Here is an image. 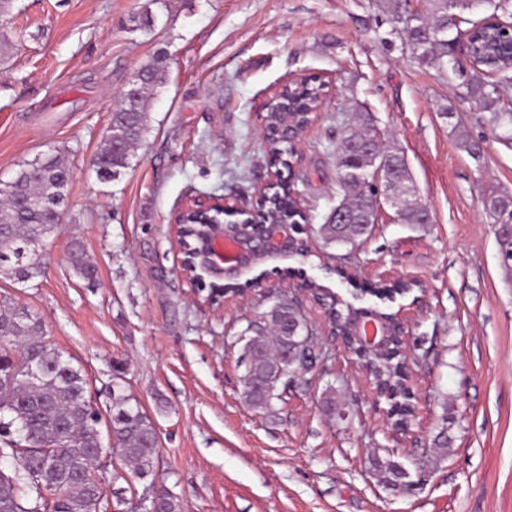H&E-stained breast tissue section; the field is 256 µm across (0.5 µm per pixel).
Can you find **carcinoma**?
<instances>
[{
  "instance_id": "obj_1",
  "label": "carcinoma",
  "mask_w": 512,
  "mask_h": 512,
  "mask_svg": "<svg viewBox=\"0 0 512 512\" xmlns=\"http://www.w3.org/2000/svg\"><path fill=\"white\" fill-rule=\"evenodd\" d=\"M486 0H428V18L411 14L405 18L406 43L419 60L442 70L450 67L463 78L467 94L490 110L488 122L511 124L512 113L495 108L498 86L512 82V58L505 52L509 39L503 27L489 26L487 17H472ZM465 45L475 62L464 69L456 59ZM136 104L120 105L112 113L104 137V149L93 159L97 175L116 180L130 168L135 149L149 130L151 99L167 81L166 59L155 56L146 63ZM323 88L318 81L293 86V107L302 112L318 102ZM271 130L269 153L272 162L287 168L292 147L277 134L282 115L272 106L266 112ZM456 142L462 151L478 161L483 155L482 139L473 137L462 123L455 124ZM41 166L30 170L23 165L15 177L0 186V275L19 283L42 274V261L32 252L37 241H47L57 230L60 214L67 206L72 169L65 153L56 151L40 157ZM384 166L379 186L365 181ZM339 206L346 211L343 224L325 223L310 228L326 245L354 244L368 236L377 219V197L388 199L404 224H422L426 208L417 199L404 153L387 145L366 111L358 124L342 131L336 144ZM483 212L494 224L512 218L506 204L512 193L491 189L484 193ZM271 220L296 221L301 213L289 208L283 197L270 200L265 208ZM498 263L512 278V236L495 235ZM68 264L80 278H87L95 266L76 245ZM312 300L325 308V318L341 328L350 312L336 303L332 293L316 283L308 284ZM268 307L240 331L245 347L238 366L243 368L242 397L252 409L276 414V402L283 401L288 376L298 379L311 372L321 360L315 350L317 330L302 305L293 299L268 296ZM399 346L393 345L381 357L365 358L367 378L376 387H400L408 380ZM81 369L64 358L47 338L40 319L28 309L7 302L0 304V416L20 425L24 435L11 438L0 447V457L14 460L11 473L0 471V512H103L104 494L94 476L93 460L99 451V417L87 397ZM110 431L115 440L112 453L143 479L152 474L158 437L153 421L122 389L112 395ZM448 427L432 440V458L448 454ZM373 466L392 490L413 487L412 473L389 458H373ZM182 512L178 497L165 485L151 483L143 497L129 503L127 512Z\"/></svg>"
}]
</instances>
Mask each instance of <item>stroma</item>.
Here are the masks:
<instances>
[{"label": "stroma", "instance_id": "35a3bbf8", "mask_svg": "<svg viewBox=\"0 0 512 512\" xmlns=\"http://www.w3.org/2000/svg\"><path fill=\"white\" fill-rule=\"evenodd\" d=\"M146 2L11 0L0 13V44L11 45L0 55V182L57 149L72 168L43 275L26 285L0 276V300L42 321L80 368L101 421L119 382L158 435L151 478L132 477L113 456L98 463L109 512L154 481L183 512H512V282L480 202L489 187L512 191V128L489 125L457 74L409 50L391 0H170L152 32L132 30ZM161 51L169 76L149 132L120 179L100 180L92 160L117 97ZM291 76L327 91L291 172L310 225L337 201L336 140L363 110L404 153L430 212V223L405 224L386 207L359 244L316 239L313 258L261 267L264 285L282 295L311 278L347 299L382 279L417 282L390 305L408 313L419 421L397 442L335 345L276 417L251 409L236 336L266 308L262 292L215 312L177 270L172 213L191 192L254 200L267 178L264 103ZM458 119L483 138L482 160L457 147ZM76 242L97 270L95 287L69 268ZM329 385L341 415L322 408ZM443 425L447 458L428 464L412 491L384 488L371 458L390 449L407 462Z\"/></svg>", "mask_w": 512, "mask_h": 512}]
</instances>
